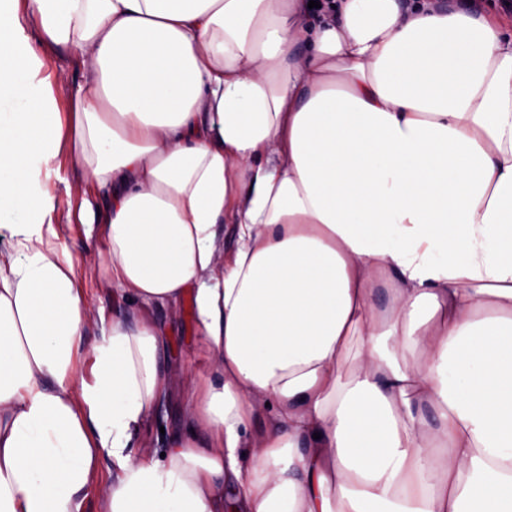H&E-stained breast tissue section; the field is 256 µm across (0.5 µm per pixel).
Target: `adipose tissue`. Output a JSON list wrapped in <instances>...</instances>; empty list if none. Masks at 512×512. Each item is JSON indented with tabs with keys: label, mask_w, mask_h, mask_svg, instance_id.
Here are the masks:
<instances>
[{
	"label": "adipose tissue",
	"mask_w": 512,
	"mask_h": 512,
	"mask_svg": "<svg viewBox=\"0 0 512 512\" xmlns=\"http://www.w3.org/2000/svg\"><path fill=\"white\" fill-rule=\"evenodd\" d=\"M308 2L0 0V512H78L105 458L106 512H512V30ZM63 154L113 283L193 298L209 375L161 456L163 337L87 344ZM43 60L48 70L65 72L73 84L81 82L82 71L72 54L68 52H49L43 54Z\"/></svg>",
	"instance_id": "1"
}]
</instances>
